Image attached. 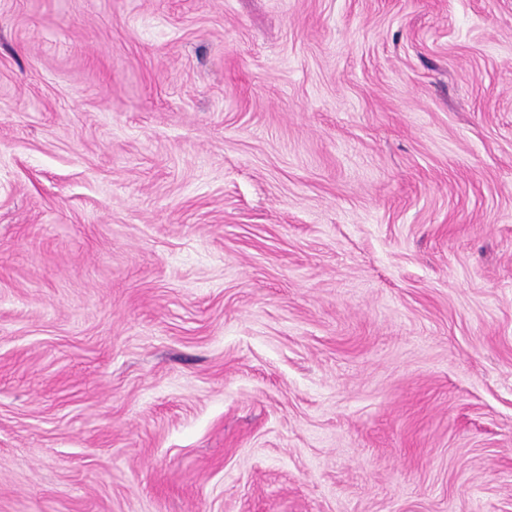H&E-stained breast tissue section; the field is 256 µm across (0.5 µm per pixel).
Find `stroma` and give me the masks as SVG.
I'll return each instance as SVG.
<instances>
[{
    "label": "stroma",
    "instance_id": "obj_1",
    "mask_svg": "<svg viewBox=\"0 0 512 512\" xmlns=\"http://www.w3.org/2000/svg\"><path fill=\"white\" fill-rule=\"evenodd\" d=\"M0 512H512V0H0Z\"/></svg>",
    "mask_w": 512,
    "mask_h": 512
}]
</instances>
